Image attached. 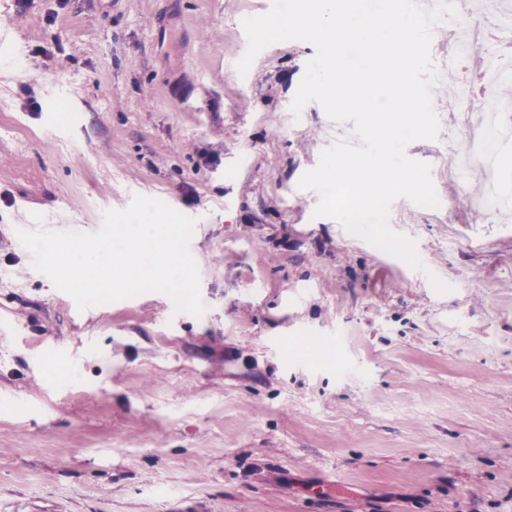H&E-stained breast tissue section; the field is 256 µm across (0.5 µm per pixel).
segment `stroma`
I'll list each match as a JSON object with an SVG mask.
<instances>
[{
    "label": "stroma",
    "mask_w": 512,
    "mask_h": 512,
    "mask_svg": "<svg viewBox=\"0 0 512 512\" xmlns=\"http://www.w3.org/2000/svg\"><path fill=\"white\" fill-rule=\"evenodd\" d=\"M272 4L0 0V512H512V208L444 169L439 82L406 149L439 204L389 217L426 271L315 216L298 182L355 136L291 112L311 44L240 74ZM137 195L197 216L201 316L32 275L15 210L89 233Z\"/></svg>",
    "instance_id": "35a3bbf8"
}]
</instances>
